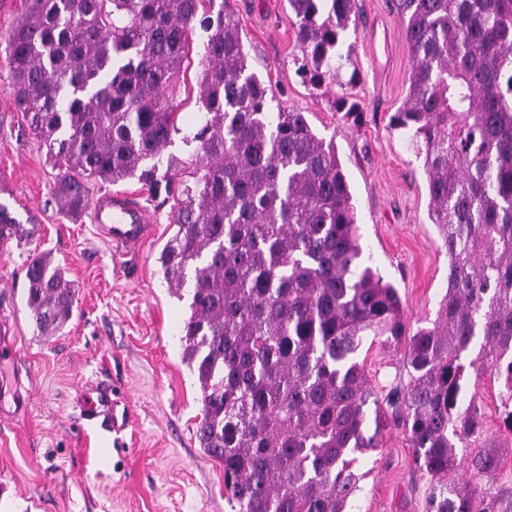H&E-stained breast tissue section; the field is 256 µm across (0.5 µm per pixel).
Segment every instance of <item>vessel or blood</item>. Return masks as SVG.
Returning a JSON list of instances; mask_svg holds the SVG:
<instances>
[{
	"instance_id": "obj_1",
	"label": "vessel or blood",
	"mask_w": 512,
	"mask_h": 512,
	"mask_svg": "<svg viewBox=\"0 0 512 512\" xmlns=\"http://www.w3.org/2000/svg\"><path fill=\"white\" fill-rule=\"evenodd\" d=\"M91 211L95 223L99 224L113 245L134 247L150 231L148 214L129 196L113 197L108 204L103 203L102 199H95ZM81 416L89 422H101L103 427L115 432L122 431L126 425L125 416L119 415L115 408L111 389L106 387L89 388L83 400Z\"/></svg>"
}]
</instances>
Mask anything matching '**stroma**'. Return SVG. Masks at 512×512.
<instances>
[{"label":"stroma","mask_w":512,"mask_h":512,"mask_svg":"<svg viewBox=\"0 0 512 512\" xmlns=\"http://www.w3.org/2000/svg\"><path fill=\"white\" fill-rule=\"evenodd\" d=\"M398 0H354L353 53L338 81L319 87L297 72L303 57L288 21V0H229L252 71L275 103L304 112L313 130L333 140L356 206L365 261L397 288L408 323L426 327L447 288L448 255L428 218L423 160L406 132L389 126L405 99L411 58ZM178 133L164 153L177 179L196 167L200 33L189 36ZM360 120L334 108L352 71ZM58 171L29 131L0 42V204L19 221V238L0 244V325L12 355L0 357V512H232L224 467L195 437L202 409L196 374L183 360L180 330L189 301L168 288L160 253L174 234L173 198L149 195L137 180L96 185L92 196H133L152 217L138 248L112 245L90 214L72 220L57 209ZM49 254L76 291L73 315L53 336L37 331L26 305L30 259ZM400 351L373 345L366 369L390 388ZM112 386L130 416L120 433L81 418L82 393ZM498 383L482 378L477 401L503 456L499 480L512 482V434L501 429ZM359 489L349 512H426L431 482L414 461L402 429L360 457Z\"/></svg>","instance_id":"1"}]
</instances>
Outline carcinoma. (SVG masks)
Instances as JSON below:
<instances>
[{"mask_svg":"<svg viewBox=\"0 0 512 512\" xmlns=\"http://www.w3.org/2000/svg\"><path fill=\"white\" fill-rule=\"evenodd\" d=\"M203 0H25L6 40L14 104L60 176L54 198L77 217L91 185L159 173L179 131L187 37L203 32L194 134L159 262L190 298L183 358L197 374L201 448L224 465L233 512H346L353 464L393 425L433 482L428 512H512V487L469 382L502 387L512 433V0H403L408 95L390 117L418 153L429 218L448 253L431 327L411 331L397 289L364 264L353 197L332 141L305 113L273 110L234 13ZM313 86L352 22V0H288ZM336 111L358 121L350 95ZM21 224L0 205V243ZM26 304L53 336L75 290L44 254L27 267ZM406 346L408 381L378 397L364 339ZM477 354H472L474 345Z\"/></svg>","mask_w":512,"mask_h":512,"instance_id":"carcinoma-1","label":"carcinoma"}]
</instances>
